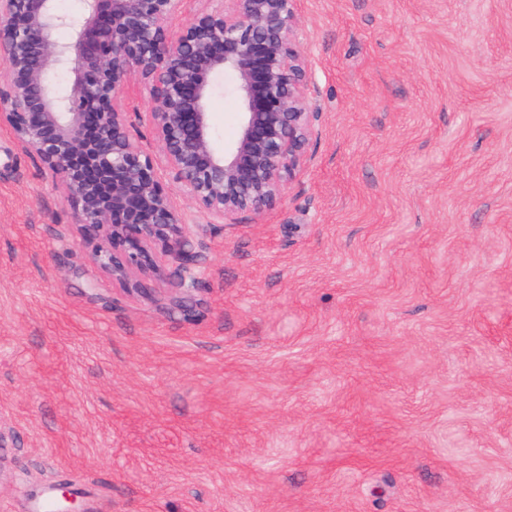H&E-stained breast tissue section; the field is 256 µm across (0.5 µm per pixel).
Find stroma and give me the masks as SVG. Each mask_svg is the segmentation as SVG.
Returning a JSON list of instances; mask_svg holds the SVG:
<instances>
[{"mask_svg":"<svg viewBox=\"0 0 512 512\" xmlns=\"http://www.w3.org/2000/svg\"><path fill=\"white\" fill-rule=\"evenodd\" d=\"M281 203L130 296L0 129V512H512V0H300Z\"/></svg>","mask_w":512,"mask_h":512,"instance_id":"35a3bbf8","label":"stroma"}]
</instances>
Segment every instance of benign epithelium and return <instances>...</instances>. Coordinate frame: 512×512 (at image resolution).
<instances>
[{"mask_svg": "<svg viewBox=\"0 0 512 512\" xmlns=\"http://www.w3.org/2000/svg\"><path fill=\"white\" fill-rule=\"evenodd\" d=\"M182 2L85 0L73 15L56 0H0V127L56 181L102 272L140 297L150 283L165 285L179 307L197 289L198 260L156 157L198 210L229 224L283 198L315 117L296 39L299 0H208L174 32ZM221 74L242 109L222 147L208 112ZM134 78L151 89L154 152L118 101ZM57 502V512H84L67 489Z\"/></svg>", "mask_w": 512, "mask_h": 512, "instance_id": "1", "label": "benign epithelium"}]
</instances>
